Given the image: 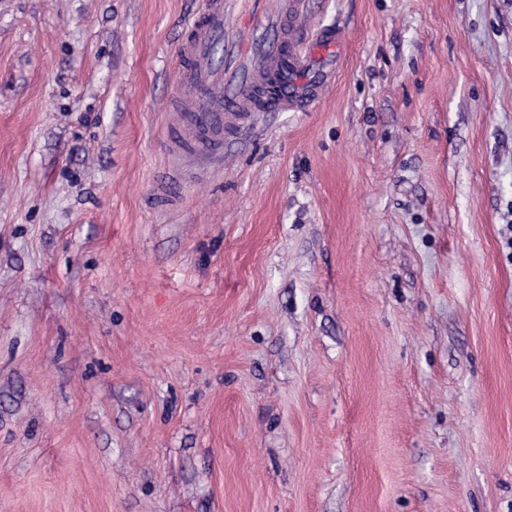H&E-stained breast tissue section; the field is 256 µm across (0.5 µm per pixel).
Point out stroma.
<instances>
[{
  "instance_id": "1",
  "label": "stroma",
  "mask_w": 512,
  "mask_h": 512,
  "mask_svg": "<svg viewBox=\"0 0 512 512\" xmlns=\"http://www.w3.org/2000/svg\"><path fill=\"white\" fill-rule=\"evenodd\" d=\"M201 2L0 0V512H512V0H305L204 166Z\"/></svg>"
}]
</instances>
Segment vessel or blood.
<instances>
[{"label":"vessel or blood","instance_id":"obj_1","mask_svg":"<svg viewBox=\"0 0 512 512\" xmlns=\"http://www.w3.org/2000/svg\"><path fill=\"white\" fill-rule=\"evenodd\" d=\"M303 4L281 0L271 13L261 0H203L185 26L175 66L167 140L175 155H217L254 111L293 109L321 96L322 85L302 77Z\"/></svg>","mask_w":512,"mask_h":512}]
</instances>
